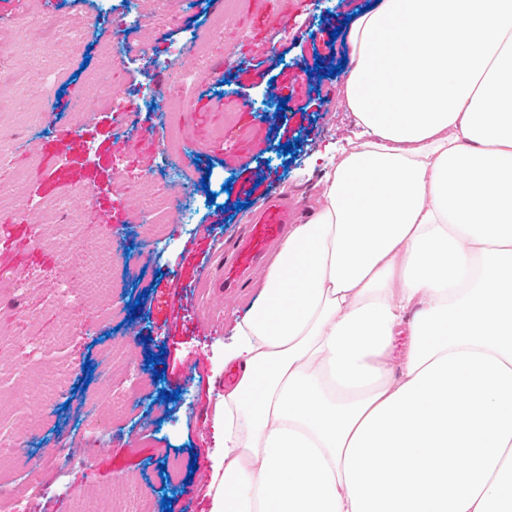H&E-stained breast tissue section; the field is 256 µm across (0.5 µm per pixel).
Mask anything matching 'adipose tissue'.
<instances>
[{"mask_svg": "<svg viewBox=\"0 0 512 512\" xmlns=\"http://www.w3.org/2000/svg\"><path fill=\"white\" fill-rule=\"evenodd\" d=\"M345 42L361 134L224 351L211 512H512V0Z\"/></svg>", "mask_w": 512, "mask_h": 512, "instance_id": "obj_1", "label": "adipose tissue"}]
</instances>
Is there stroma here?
Segmentation results:
<instances>
[{
  "label": "stroma",
  "mask_w": 512,
  "mask_h": 512,
  "mask_svg": "<svg viewBox=\"0 0 512 512\" xmlns=\"http://www.w3.org/2000/svg\"><path fill=\"white\" fill-rule=\"evenodd\" d=\"M141 11L153 20L152 34L144 37L138 23H126L123 10L103 16L101 0H0V17L10 20L0 26V74L23 68L7 47L25 30H32L37 45H49L47 31L63 15L92 33L65 65L50 64L44 71L46 83L62 93L49 105L57 111L54 122L45 123L46 105L38 102L24 123H0V137L11 146L10 164L0 167V261L20 262L25 281L19 287L11 278L0 279V439L21 445L26 456L22 466L0 464V512H13L14 492L37 481L54 450L59 453L55 477L30 496L26 512H66L76 500L104 491L118 496L131 479L147 512H210L207 489L188 473L220 462L222 447L213 422L217 395L224 390V348L258 291L250 289L243 299L225 305L223 317L212 322L211 335H201L197 325L212 291L193 288L192 282L212 246L195 228L217 224L229 250L246 231L251 207L266 197L279 196L302 211L310 208L319 197L322 155L356 133L339 98L346 74L337 65L348 51L332 55L324 47L349 8L327 14L319 0H237L234 19L205 65L215 70L229 52L252 58L269 32L282 30L280 47L286 55L278 80L294 88L285 118L263 111L267 79L260 71L243 74L232 67L223 68V80L190 85L194 111L147 110L144 94L169 88L174 75L189 66L167 34L179 32L184 41L206 36L219 7L207 0H189L184 6L178 0H142ZM117 30L126 32L135 47L108 72L109 83L121 95L76 117V91L89 87L101 66L97 39ZM245 100L250 103L246 112L240 108ZM221 101L234 104V111H216ZM123 122L139 130V144H122L118 129ZM78 124L93 143V153L78 145L57 161L56 137ZM170 127L182 128L186 150L167 146ZM283 132L296 140L288 154L279 147ZM147 181L159 189L185 182L187 194L200 201L174 223L169 237L150 239L139 224L132 202ZM78 188L84 196L62 219L81 224L87 242L110 238L112 265L100 290L88 288L80 267H66L60 251L38 240L39 206ZM64 286L76 289V296L61 300ZM27 311L33 320L24 319ZM69 314L76 315V324L67 338L54 340L58 324ZM46 336L51 339L47 345L42 342ZM118 341L124 342L128 360L114 365L112 389L127 387L134 369L146 380L144 392L122 420L89 439L83 455L73 454L86 404L102 387L103 359ZM159 354L169 363L160 379L148 362ZM23 356L30 367L24 377L14 366ZM69 364L79 368L73 386L50 403L12 399L21 379L33 381ZM165 391L180 397L166 401L161 397ZM164 464L178 466L180 483L161 474ZM166 496L173 500L168 511L161 506Z\"/></svg>",
  "instance_id": "stroma-1"
}]
</instances>
